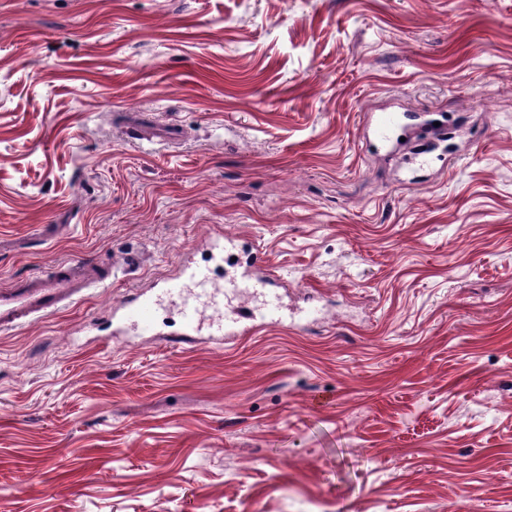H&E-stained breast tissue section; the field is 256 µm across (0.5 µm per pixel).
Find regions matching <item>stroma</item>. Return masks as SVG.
I'll return each instance as SVG.
<instances>
[{"mask_svg":"<svg viewBox=\"0 0 512 512\" xmlns=\"http://www.w3.org/2000/svg\"><path fill=\"white\" fill-rule=\"evenodd\" d=\"M383 110L464 130L409 175ZM224 235L283 324L113 334ZM73 257L0 333V512H512V0H0V289ZM137 140L147 143L178 144L186 137V131L177 124L142 125L137 128ZM108 277L99 275L90 260L62 262L53 271L0 290V331L17 327L26 319L53 312L61 302H74L83 290L103 285Z\"/></svg>","mask_w":512,"mask_h":512,"instance_id":"stroma-1","label":"stroma"}]
</instances>
